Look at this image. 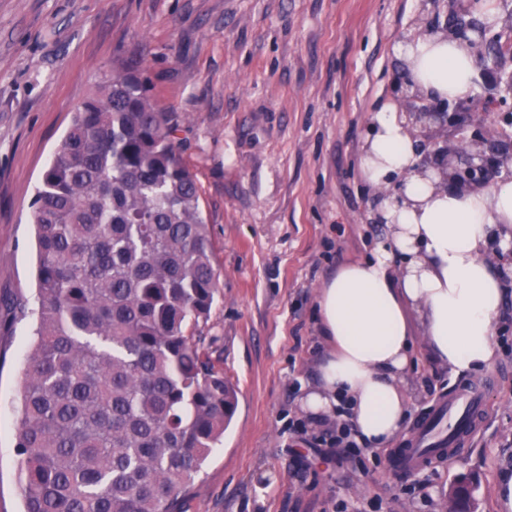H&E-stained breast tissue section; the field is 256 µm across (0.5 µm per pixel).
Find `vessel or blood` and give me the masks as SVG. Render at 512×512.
<instances>
[{
  "label": "vessel or blood",
  "instance_id": "b4317fda",
  "mask_svg": "<svg viewBox=\"0 0 512 512\" xmlns=\"http://www.w3.org/2000/svg\"><path fill=\"white\" fill-rule=\"evenodd\" d=\"M435 412L447 423V432L435 431L431 422H424L407 447L400 449L396 455V468L413 472L430 466L445 449L470 437L484 412L482 392L469 386L458 389L448 399L440 401Z\"/></svg>",
  "mask_w": 512,
  "mask_h": 512
}]
</instances>
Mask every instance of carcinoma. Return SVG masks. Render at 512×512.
<instances>
[{
    "label": "carcinoma",
    "mask_w": 512,
    "mask_h": 512,
    "mask_svg": "<svg viewBox=\"0 0 512 512\" xmlns=\"http://www.w3.org/2000/svg\"><path fill=\"white\" fill-rule=\"evenodd\" d=\"M492 61L512 39L480 43ZM181 117L137 59L102 72L32 202L35 319L15 451L24 512H182L238 404L200 324L219 291Z\"/></svg>",
    "instance_id": "1"
}]
</instances>
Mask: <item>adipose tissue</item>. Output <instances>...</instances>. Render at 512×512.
Masks as SVG:
<instances>
[{
  "instance_id": "obj_1",
  "label": "adipose tissue",
  "mask_w": 512,
  "mask_h": 512,
  "mask_svg": "<svg viewBox=\"0 0 512 512\" xmlns=\"http://www.w3.org/2000/svg\"><path fill=\"white\" fill-rule=\"evenodd\" d=\"M414 85L430 96L470 99L476 65L465 41L417 36L397 48ZM362 158L368 179L383 186L404 176L401 199L382 208L389 228L372 259L340 267L319 290L317 305L329 349L301 404L312 417L342 413L356 439L386 448L406 427V379L417 341L455 373H479L496 357L504 274L490 258L494 237H512V179L487 190L455 192L422 169L415 142L395 107L374 116ZM418 314L423 334L410 320Z\"/></svg>"
}]
</instances>
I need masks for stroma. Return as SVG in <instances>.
Returning <instances> with one entry per match:
<instances>
[{"mask_svg":"<svg viewBox=\"0 0 512 512\" xmlns=\"http://www.w3.org/2000/svg\"><path fill=\"white\" fill-rule=\"evenodd\" d=\"M465 0H0V512L25 507L15 425L32 324L30 204L41 174L101 71L142 59L162 108L183 119L219 294L203 334L238 409L183 502L184 512H442L475 477L472 512H496L512 470V261L499 352L452 375L417 353L412 422L449 390L481 386L480 431L439 464L402 476L391 449L335 447V418L301 407L327 348L316 305L337 267L370 258L385 188L361 158L376 112L401 104L396 45L463 13Z\"/></svg>","mask_w":512,"mask_h":512,"instance_id":"obj_1","label":"stroma"}]
</instances>
